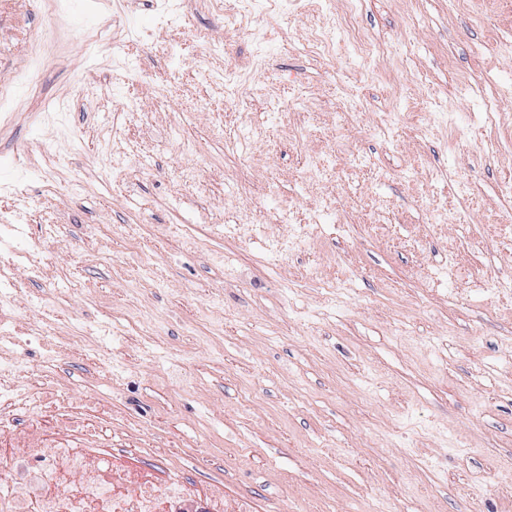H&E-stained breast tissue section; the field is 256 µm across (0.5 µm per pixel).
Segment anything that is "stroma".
Masks as SVG:
<instances>
[{
    "mask_svg": "<svg viewBox=\"0 0 512 512\" xmlns=\"http://www.w3.org/2000/svg\"><path fill=\"white\" fill-rule=\"evenodd\" d=\"M252 13L0 0V372L225 512H512V0ZM146 2L167 25H175L181 19L180 0H148ZM250 11V1L237 0L232 12H224V24L235 27L247 39L261 42L265 38L263 27L252 22H245L246 14Z\"/></svg>",
    "mask_w": 512,
    "mask_h": 512,
    "instance_id": "obj_1",
    "label": "stroma"
}]
</instances>
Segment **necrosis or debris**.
<instances>
[{"instance_id": "4bbe7bcc", "label": "necrosis or debris", "mask_w": 512, "mask_h": 512, "mask_svg": "<svg viewBox=\"0 0 512 512\" xmlns=\"http://www.w3.org/2000/svg\"><path fill=\"white\" fill-rule=\"evenodd\" d=\"M0 445V512H169L172 501H205L224 512V487L201 485L124 448L51 447L15 434Z\"/></svg>"}]
</instances>
